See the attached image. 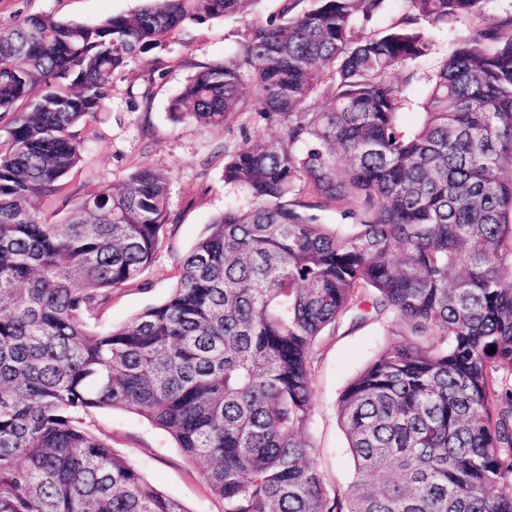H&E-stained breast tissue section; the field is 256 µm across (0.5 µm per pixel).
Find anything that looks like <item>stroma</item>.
<instances>
[{
	"mask_svg": "<svg viewBox=\"0 0 512 512\" xmlns=\"http://www.w3.org/2000/svg\"><path fill=\"white\" fill-rule=\"evenodd\" d=\"M145 0H0V27L29 14L94 24L141 9ZM281 0H256L249 17L276 14ZM246 17V18H249ZM246 18L241 16L190 24L166 45L131 59L116 76L110 110L92 124L84 160L67 178L62 193L44 207L47 220L63 222L77 198L103 186L120 187L139 167L170 176L171 222L151 266L134 283L114 289L99 316L103 328L124 325L147 307L162 303L175 283V266L204 235L209 224L244 194L224 183V159L244 139L279 137L283 128L243 113L223 131L211 132L192 122L172 121L168 105L203 66L233 57ZM512 18V0H486L482 17L465 18L429 30L432 53L417 63L419 77L408 89L411 100L402 115L406 127L420 122L418 104L426 78L453 44L472 30ZM390 318H373L360 326L342 325L320 338L312 376L314 410L307 433L317 450L320 471L330 490L345 493L353 480V460L337 402L348 384L390 343ZM91 430L105 437L113 451L133 463L147 482L179 500L186 512H224L204 477L202 461L187 459L174 439L145 417L125 409H101L87 417Z\"/></svg>",
	"mask_w": 512,
	"mask_h": 512,
	"instance_id": "obj_1",
	"label": "stroma"
}]
</instances>
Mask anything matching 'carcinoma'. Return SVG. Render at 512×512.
I'll list each match as a JSON object with an SVG mask.
<instances>
[{"label":"carcinoma","mask_w":512,"mask_h":512,"mask_svg":"<svg viewBox=\"0 0 512 512\" xmlns=\"http://www.w3.org/2000/svg\"><path fill=\"white\" fill-rule=\"evenodd\" d=\"M254 0H147L95 25L0 28V512H187L85 425L135 411L205 462L224 512H512V34L458 40L406 129L395 74L425 27L486 0H313L248 22L198 72L173 121L284 125L224 159L246 202L177 260L168 298L95 331L112 289L150 267L169 176L138 168L51 224L129 59ZM329 92L325 107L314 98ZM346 206L331 230L309 209ZM390 315L410 329L342 392L350 490L306 438L320 336ZM496 352L489 353V348Z\"/></svg>","instance_id":"cac0c4a2"}]
</instances>
